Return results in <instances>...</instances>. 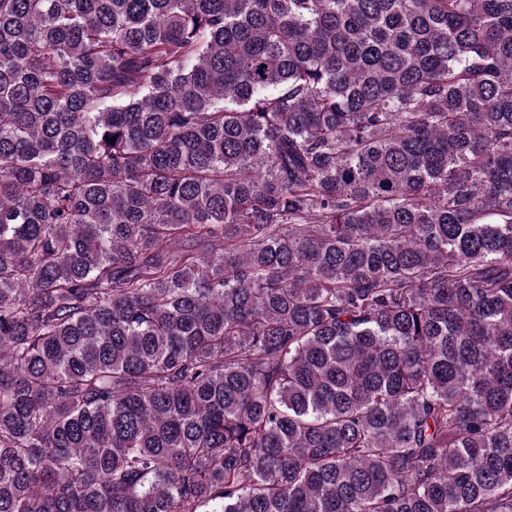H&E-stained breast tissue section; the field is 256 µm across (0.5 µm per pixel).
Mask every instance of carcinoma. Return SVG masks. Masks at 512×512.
Instances as JSON below:
<instances>
[{"instance_id":"cac0c4a2","label":"carcinoma","mask_w":512,"mask_h":512,"mask_svg":"<svg viewBox=\"0 0 512 512\" xmlns=\"http://www.w3.org/2000/svg\"><path fill=\"white\" fill-rule=\"evenodd\" d=\"M0 512H512V0H0Z\"/></svg>"}]
</instances>
